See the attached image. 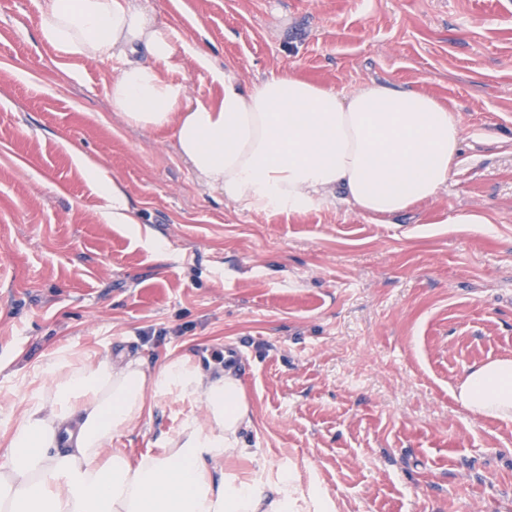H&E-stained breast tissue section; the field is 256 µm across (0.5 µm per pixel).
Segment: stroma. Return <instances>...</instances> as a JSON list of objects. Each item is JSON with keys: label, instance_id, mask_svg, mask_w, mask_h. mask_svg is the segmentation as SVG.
Wrapping results in <instances>:
<instances>
[{"label": "stroma", "instance_id": "obj_1", "mask_svg": "<svg viewBox=\"0 0 512 512\" xmlns=\"http://www.w3.org/2000/svg\"><path fill=\"white\" fill-rule=\"evenodd\" d=\"M140 2L186 42L170 76L194 97L219 93L214 64L246 87L403 85L454 109L460 163L385 221L337 199L239 210L171 138L111 111L118 63L62 56L39 37V0H0V386L20 398L60 342L151 370L230 349L245 447L272 471L294 463L338 512H512V420L455 398L471 367L512 358V0ZM89 162L133 223L105 221ZM189 412L206 415L154 402L116 445L158 450Z\"/></svg>", "mask_w": 512, "mask_h": 512}]
</instances>
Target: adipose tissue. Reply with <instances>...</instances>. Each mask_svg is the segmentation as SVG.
<instances>
[{
	"label": "adipose tissue",
	"mask_w": 512,
	"mask_h": 512,
	"mask_svg": "<svg viewBox=\"0 0 512 512\" xmlns=\"http://www.w3.org/2000/svg\"><path fill=\"white\" fill-rule=\"evenodd\" d=\"M41 40L66 56L120 64L109 99L130 126L170 134L206 188L244 211L302 213L339 196L390 218L438 196L458 165L456 112L392 84L337 91L288 74L192 97L167 78L185 44L136 0H40ZM0 425V512H336L295 464H255L242 434L249 405L232 361L191 354L147 370L136 357H96L58 344ZM204 402L160 451L113 445L152 413L153 400ZM459 403L512 419V359L471 368Z\"/></svg>",
	"instance_id": "obj_1"
}]
</instances>
